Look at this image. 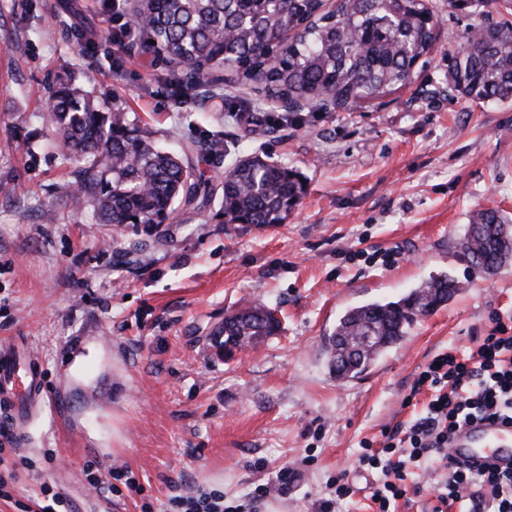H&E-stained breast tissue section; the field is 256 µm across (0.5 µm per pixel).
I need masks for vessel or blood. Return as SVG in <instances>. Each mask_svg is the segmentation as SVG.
<instances>
[{
	"mask_svg": "<svg viewBox=\"0 0 512 512\" xmlns=\"http://www.w3.org/2000/svg\"><path fill=\"white\" fill-rule=\"evenodd\" d=\"M42 397L41 377L34 361L11 346L0 347V427L17 444L26 440L25 415ZM450 456L457 461L505 467L512 464V423L481 420L460 426Z\"/></svg>",
	"mask_w": 512,
	"mask_h": 512,
	"instance_id": "b4317fda",
	"label": "vessel or blood"
}]
</instances>
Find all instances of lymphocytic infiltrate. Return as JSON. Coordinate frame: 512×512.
Returning <instances> with one entry per match:
<instances>
[{"label":"lymphocytic infiltrate","instance_id":"1","mask_svg":"<svg viewBox=\"0 0 512 512\" xmlns=\"http://www.w3.org/2000/svg\"><path fill=\"white\" fill-rule=\"evenodd\" d=\"M414 387L432 393L425 413L385 433L381 447L364 442L356 457L359 469L377 475L370 496L374 512H396L407 496V468L427 460L435 463L431 512H449L458 503L465 512H512V468L476 469L448 457L461 424L512 420V323L496 322L469 355L451 347L439 352L418 373ZM303 477L300 466L287 465L276 481L257 484L244 498L196 489L172 498L171 504L177 512H251L255 502L287 495Z\"/></svg>","mask_w":512,"mask_h":512}]
</instances>
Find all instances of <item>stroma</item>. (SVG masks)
I'll list each match as a JSON object with an SVG mask.
<instances>
[{
	"label": "stroma",
	"instance_id": "1",
	"mask_svg": "<svg viewBox=\"0 0 512 512\" xmlns=\"http://www.w3.org/2000/svg\"><path fill=\"white\" fill-rule=\"evenodd\" d=\"M427 5L437 40L406 85L356 109L290 112L228 71L220 98L178 103L134 36L83 49L84 33L112 25L100 0H0V344L27 343L44 395L19 453L4 454L0 512H39L46 483L73 512H169L188 489L238 498L305 457L304 479L258 512H316L343 469L356 492L336 512H372V478L352 470L361 441L424 413L431 394L412 387L434 355L474 350L512 316V264L485 275L458 245L472 210L512 214V102L477 104L446 81L464 31L506 18L504 0L479 15ZM66 75L166 150L223 143L206 177L264 153L301 174L304 198L275 227L227 224L211 202L163 225L164 246L141 231L113 239L88 210L43 220L70 173L44 90ZM441 273L461 291L366 372L336 379L338 318ZM245 302L274 306L280 334L215 355L210 327ZM90 459L127 468L142 493L95 492Z\"/></svg>",
	"mask_w": 512,
	"mask_h": 512
}]
</instances>
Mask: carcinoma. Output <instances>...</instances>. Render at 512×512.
I'll use <instances>...</instances> for the list:
<instances>
[{
	"label": "carcinoma",
	"mask_w": 512,
	"mask_h": 512,
	"mask_svg": "<svg viewBox=\"0 0 512 512\" xmlns=\"http://www.w3.org/2000/svg\"><path fill=\"white\" fill-rule=\"evenodd\" d=\"M132 0L129 15L141 46L172 71L183 102L219 96L225 69L260 85L268 100L293 109L306 104L352 108L405 85L417 61L432 50L438 19L425 0ZM448 90L479 102L512 101V24L474 26L448 63ZM54 144L75 162L71 180L58 186L61 201L91 209L98 223L159 230L181 210L222 198L226 224H282L305 195L299 173L258 155L235 160L221 186L199 172L216 142L180 153L161 148L125 108L105 111L72 77L47 92ZM458 245L484 274L512 258V215L477 208ZM461 288L447 274L432 276L398 301H372L342 315L329 339L330 367L338 379L364 373L380 353L400 342L437 301ZM280 331L275 310L246 304L224 314V354L260 343Z\"/></svg>",
	"instance_id": "obj_1"
}]
</instances>
